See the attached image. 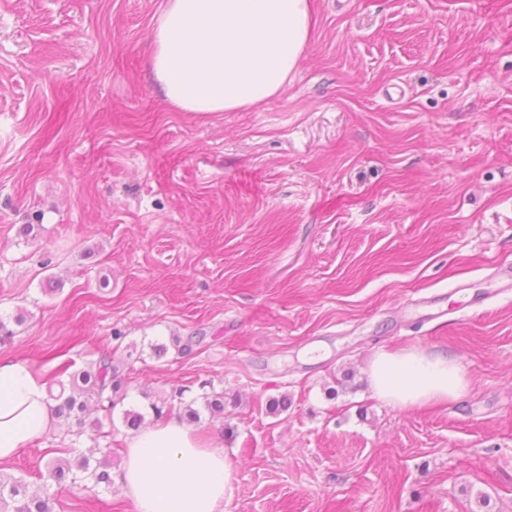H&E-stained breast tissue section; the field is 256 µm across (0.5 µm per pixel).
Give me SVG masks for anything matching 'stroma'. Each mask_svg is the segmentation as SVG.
Listing matches in <instances>:
<instances>
[{
	"label": "stroma",
	"instance_id": "1",
	"mask_svg": "<svg viewBox=\"0 0 512 512\" xmlns=\"http://www.w3.org/2000/svg\"><path fill=\"white\" fill-rule=\"evenodd\" d=\"M164 2L0 0V318H24L0 357L107 350L126 393L104 438L55 424L0 472L52 512H135L51 464L99 447L119 476L125 411L209 383L224 512H512V0H313L287 86L237 112L164 101ZM405 348L465 392L376 397L373 355Z\"/></svg>",
	"mask_w": 512,
	"mask_h": 512
}]
</instances>
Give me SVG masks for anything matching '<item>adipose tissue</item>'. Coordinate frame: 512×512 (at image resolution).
I'll return each instance as SVG.
<instances>
[{
    "label": "adipose tissue",
    "mask_w": 512,
    "mask_h": 512,
    "mask_svg": "<svg viewBox=\"0 0 512 512\" xmlns=\"http://www.w3.org/2000/svg\"><path fill=\"white\" fill-rule=\"evenodd\" d=\"M313 25V0H166L150 33V70L177 110H246L284 88ZM368 374L374 393L402 409L458 398L468 386L443 352H381ZM49 427L38 374L0 358V465ZM125 446L119 482L135 512H224L229 470L221 446L201 444L174 421L127 436Z\"/></svg>",
    "instance_id": "obj_1"
}]
</instances>
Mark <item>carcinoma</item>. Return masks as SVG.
Returning <instances> with one entry per match:
<instances>
[{"label": "carcinoma", "mask_w": 512, "mask_h": 512, "mask_svg": "<svg viewBox=\"0 0 512 512\" xmlns=\"http://www.w3.org/2000/svg\"><path fill=\"white\" fill-rule=\"evenodd\" d=\"M123 388L122 371L105 353L88 370H82L71 376L69 387H61L58 395L51 396L54 405L50 407L52 415L65 422L77 418V424L83 428L90 426L96 437L104 436L99 419L86 421L85 415L91 406L107 414H112L117 402L115 398ZM95 399L90 404L89 399ZM203 408L213 417L224 415V393L212 392L201 396ZM109 463L102 459L91 464L89 456L74 452L70 458L60 459L49 472V479L58 486L66 488H88L85 481L92 480L94 485L107 484L110 475ZM0 508L3 512H50V497L40 491L29 490L20 479L0 474Z\"/></svg>", "instance_id": "carcinoma-1"}]
</instances>
